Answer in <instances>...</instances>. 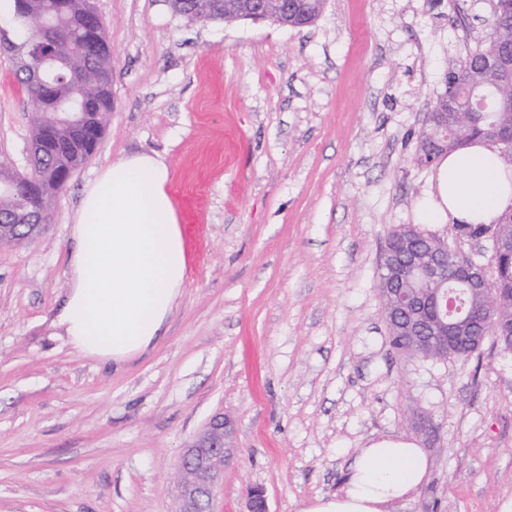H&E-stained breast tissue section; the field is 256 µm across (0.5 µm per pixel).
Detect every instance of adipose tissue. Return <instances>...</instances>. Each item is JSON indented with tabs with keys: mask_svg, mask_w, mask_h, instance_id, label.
<instances>
[{
	"mask_svg": "<svg viewBox=\"0 0 512 512\" xmlns=\"http://www.w3.org/2000/svg\"><path fill=\"white\" fill-rule=\"evenodd\" d=\"M170 170L159 154L112 161L85 185L72 228L68 290L58 324L79 354L122 362L147 350L173 311L187 253ZM425 208L428 224H492L512 207V168L476 142L445 157ZM425 455L413 442L384 439L360 449L341 493L298 512H389L422 484Z\"/></svg>",
	"mask_w": 512,
	"mask_h": 512,
	"instance_id": "1",
	"label": "adipose tissue"
}]
</instances>
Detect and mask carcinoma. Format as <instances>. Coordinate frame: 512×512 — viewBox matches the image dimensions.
Instances as JSON below:
<instances>
[{
  "mask_svg": "<svg viewBox=\"0 0 512 512\" xmlns=\"http://www.w3.org/2000/svg\"><path fill=\"white\" fill-rule=\"evenodd\" d=\"M57 33L51 37L54 51L61 56L60 91L71 99L84 104L79 121L71 124H56L53 114L48 112V94L41 83L37 66L38 59L28 62L15 58L16 73L25 86L32 114L31 140L35 146L34 160L24 174L11 175L3 170L0 162V224H45L48 221V203L58 191L57 171L68 168L76 171L94 153L105 130V118L112 111L111 69L109 48L104 36V26L86 24L93 21L95 13L92 0H53ZM174 10L201 22L222 21L231 24L247 19V14L238 10L243 0H171ZM273 14H288V25L308 26L320 15L324 0H272ZM484 41L461 61L458 71L466 81L454 83L445 80V87L434 106H443L450 101L479 100L485 103L486 111L469 117L448 129V152L458 151L462 142L471 144L477 139H486L490 134L512 137V107L500 108L497 100L512 99V77L496 76L483 69L484 60L512 47V0H495L492 12L485 20ZM18 184L12 191L6 183ZM460 228L473 237L499 233L512 237V210L502 213L494 224H462ZM424 240L407 228L399 225L390 233L385 247L402 252L427 247ZM494 279L492 288L481 296H472L460 282L446 285L453 295L464 302V311L489 312L482 322V339L495 337L496 343L512 350L504 336L508 335V324L512 323V253L493 259ZM392 348L402 354L418 355L426 359H467L480 345L450 343L442 336L431 335V328L409 331L399 324L387 322Z\"/></svg>",
  "mask_w": 512,
  "mask_h": 512,
  "instance_id": "1",
  "label": "carcinoma"
}]
</instances>
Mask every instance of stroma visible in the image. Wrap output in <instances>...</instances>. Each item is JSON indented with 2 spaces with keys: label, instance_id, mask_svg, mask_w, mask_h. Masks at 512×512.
Returning <instances> with one entry per match:
<instances>
[{
  "label": "stroma",
  "instance_id": "1",
  "mask_svg": "<svg viewBox=\"0 0 512 512\" xmlns=\"http://www.w3.org/2000/svg\"><path fill=\"white\" fill-rule=\"evenodd\" d=\"M495 0H326L291 28L201 25L170 0H94L112 110L41 235L0 247V512H176L180 456L224 413L238 456L218 512L340 493L360 448L405 438L429 466L391 512H512V352L394 353L380 252L418 225L491 264L490 243L426 224L415 162L446 73ZM0 50V157L27 167L28 96ZM170 169L187 277L156 343L115 364L56 325L85 185L115 159Z\"/></svg>",
  "mask_w": 512,
  "mask_h": 512
}]
</instances>
